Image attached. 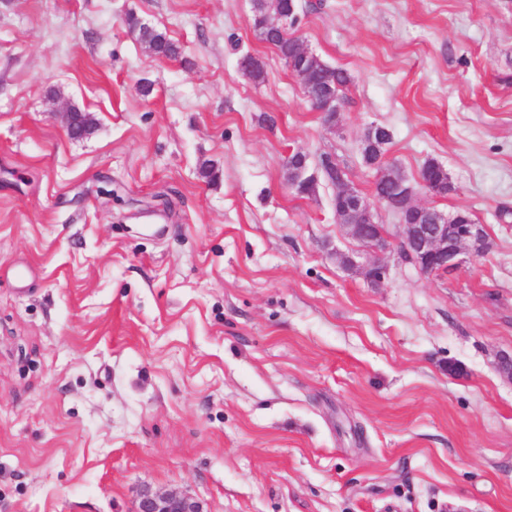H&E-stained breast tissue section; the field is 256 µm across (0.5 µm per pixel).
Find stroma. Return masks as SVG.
Here are the masks:
<instances>
[{
	"label": "stroma",
	"mask_w": 512,
	"mask_h": 512,
	"mask_svg": "<svg viewBox=\"0 0 512 512\" xmlns=\"http://www.w3.org/2000/svg\"><path fill=\"white\" fill-rule=\"evenodd\" d=\"M295 3L332 123L250 0H0V512H512V0ZM374 124L484 254L420 273L289 187L329 154L372 197ZM128 25L131 29L138 32L142 42L149 48V51L154 49L168 58L176 57L179 54V47L171 42L162 32L144 27L134 17L129 19ZM321 63L322 65L319 67V71L324 75L321 76L315 71L312 72L309 76V85L307 89L303 87V92L305 95L308 93L312 96H318L323 91L324 86H326L323 79H327L326 81H328L334 89L339 99L342 88L349 83V77L343 70L332 68L322 61ZM336 96L328 94L320 98L312 97L309 101L316 112H320L322 115L331 119L334 117L333 113L336 112L338 108V106H336ZM288 168L292 169L294 174L293 179L288 182L290 187L295 188L302 194H309L314 190L316 185V176L307 175L308 165L306 154L298 152L289 156L286 162V169L288 170ZM133 512H204V510L198 500L187 494L147 489L139 495Z\"/></svg>",
	"instance_id": "35a3bbf8"
}]
</instances>
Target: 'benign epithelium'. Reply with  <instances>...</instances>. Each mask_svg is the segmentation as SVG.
Instances as JSON below:
<instances>
[{"label":"benign epithelium","instance_id":"benign-epithelium-1","mask_svg":"<svg viewBox=\"0 0 512 512\" xmlns=\"http://www.w3.org/2000/svg\"><path fill=\"white\" fill-rule=\"evenodd\" d=\"M313 109L328 118L337 111L336 96L328 94L320 98H310ZM387 130L381 125L368 128L362 150L375 149L378 159L374 165L376 180L382 184L394 182L398 185L395 195L379 193L374 201H369L350 188L344 178L336 172V161L324 155L319 161L325 179L336 189V223L344 226L349 235L367 244L376 251L383 252L390 246L389 235L381 231L377 237H371V228L378 226L375 205H383L396 213L407 210H419L428 214L427 224L401 223L402 235L399 246L401 263L416 268L422 274L446 272L456 265L457 257L463 246L467 245L473 253L483 250L485 242L484 228L474 220L458 213L447 216L427 206L412 202L416 194L415 186L408 180L397 176V168L389 163L385 154L384 135ZM286 167L292 169L294 177L288 185L302 194H309L316 185V176L307 174V155L298 152L288 157ZM133 512H204L203 506L195 498L181 492H160L150 489L139 495Z\"/></svg>","mask_w":512,"mask_h":512}]
</instances>
